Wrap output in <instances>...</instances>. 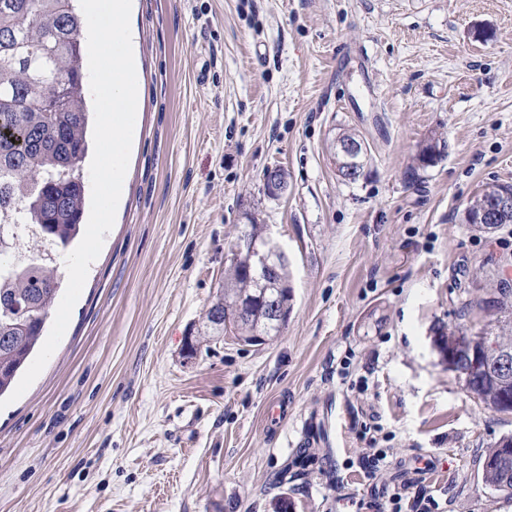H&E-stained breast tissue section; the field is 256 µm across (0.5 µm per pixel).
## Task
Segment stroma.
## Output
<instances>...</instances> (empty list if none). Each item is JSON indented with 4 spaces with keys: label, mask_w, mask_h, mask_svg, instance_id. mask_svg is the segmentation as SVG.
Returning <instances> with one entry per match:
<instances>
[{
    "label": "stroma",
    "mask_w": 512,
    "mask_h": 512,
    "mask_svg": "<svg viewBox=\"0 0 512 512\" xmlns=\"http://www.w3.org/2000/svg\"><path fill=\"white\" fill-rule=\"evenodd\" d=\"M130 23L122 198L62 340L0 410V512H387L421 486L431 512H512L481 467L512 414L435 344L512 291V224L465 220L512 185V0H133ZM250 213L288 256L264 345L204 335ZM266 304L268 309L267 325L276 329L279 334L288 322V316L285 315V311L288 312V291L280 297V304L285 311L279 309L277 301L272 296L267 298Z\"/></svg>",
    "instance_id": "stroma-1"
}]
</instances>
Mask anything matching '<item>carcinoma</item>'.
Segmentation results:
<instances>
[{
  "instance_id": "obj_1",
  "label": "carcinoma",
  "mask_w": 512,
  "mask_h": 512,
  "mask_svg": "<svg viewBox=\"0 0 512 512\" xmlns=\"http://www.w3.org/2000/svg\"><path fill=\"white\" fill-rule=\"evenodd\" d=\"M79 0H0V397L11 388L35 350L61 287L55 257L77 238L85 208L81 163L88 152L89 110L85 96L84 16ZM41 239L36 257L15 254L23 229ZM252 263L239 253L224 282L223 300L209 311L220 336L251 339L265 323L254 307L250 316L235 307L241 297L257 298L268 279L242 273ZM496 344L512 350V302L494 300ZM494 444L483 462V480L512 496V459L500 466Z\"/></svg>"
}]
</instances>
